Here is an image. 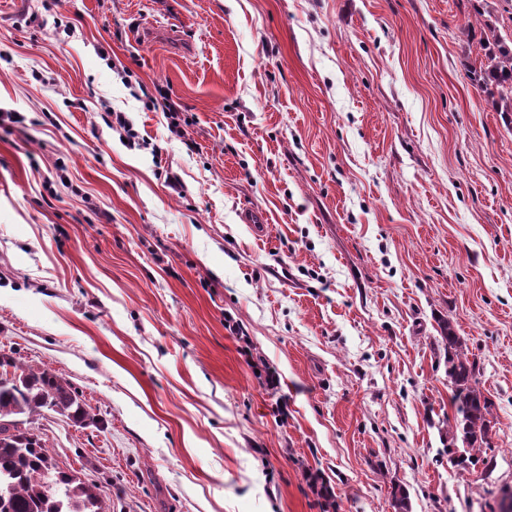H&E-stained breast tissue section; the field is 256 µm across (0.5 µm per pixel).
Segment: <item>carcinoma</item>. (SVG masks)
<instances>
[{"label":"carcinoma","instance_id":"obj_1","mask_svg":"<svg viewBox=\"0 0 512 512\" xmlns=\"http://www.w3.org/2000/svg\"><path fill=\"white\" fill-rule=\"evenodd\" d=\"M480 24L484 59L465 64L470 81L497 112L512 115V0H467ZM448 353V379L453 387L455 425L450 441L462 442L458 462L466 470L479 462L477 451L490 428L491 402L476 387L477 365L463 350L452 325L443 326ZM64 414L84 423L86 405L68 381L46 368L23 365L0 354V512H102L95 486L57 469L41 438L28 432L31 417L43 411Z\"/></svg>","mask_w":512,"mask_h":512}]
</instances>
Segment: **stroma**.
I'll list each match as a JSON object with an SVG mask.
<instances>
[{
	"label": "stroma",
	"mask_w": 512,
	"mask_h": 512,
	"mask_svg": "<svg viewBox=\"0 0 512 512\" xmlns=\"http://www.w3.org/2000/svg\"><path fill=\"white\" fill-rule=\"evenodd\" d=\"M467 17L459 0L0 16V112L24 117L0 125V351L88 405L92 424H32L105 512H395L396 485L410 512H495L512 489V123L465 75ZM446 321L493 403L469 471L447 452ZM106 124L120 134V139L129 147L140 143V134L121 112H107Z\"/></svg>",
	"instance_id": "1"
}]
</instances>
